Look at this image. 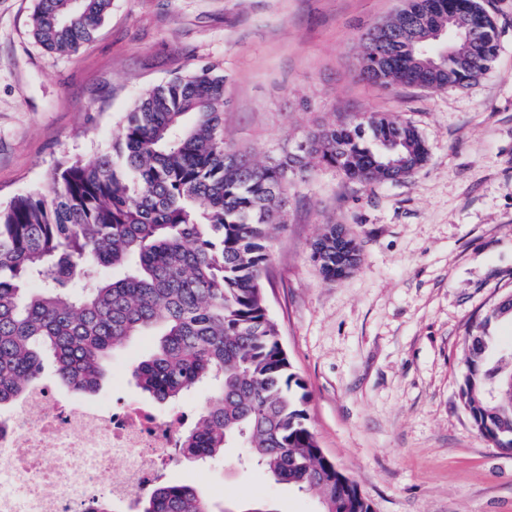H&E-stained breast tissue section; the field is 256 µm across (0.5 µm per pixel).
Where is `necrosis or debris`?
Returning <instances> with one entry per match:
<instances>
[{
    "label": "necrosis or debris",
    "instance_id": "obj_1",
    "mask_svg": "<svg viewBox=\"0 0 512 512\" xmlns=\"http://www.w3.org/2000/svg\"><path fill=\"white\" fill-rule=\"evenodd\" d=\"M188 420L179 405L160 410L136 399L88 401L33 387L0 414V473L19 496L0 494V512H98L162 478Z\"/></svg>",
    "mask_w": 512,
    "mask_h": 512
}]
</instances>
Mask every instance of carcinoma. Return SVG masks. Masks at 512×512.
<instances>
[{
	"instance_id": "obj_1",
	"label": "carcinoma",
	"mask_w": 512,
	"mask_h": 512,
	"mask_svg": "<svg viewBox=\"0 0 512 512\" xmlns=\"http://www.w3.org/2000/svg\"><path fill=\"white\" fill-rule=\"evenodd\" d=\"M112 0H37L34 38L70 54L91 40ZM478 0H405L362 36L359 76L374 85L465 87L497 59L491 16L483 35L448 42L432 62L448 20ZM413 28L415 44L403 42ZM224 70L178 74L142 93L112 146L55 167L44 191L0 208V407L36 385L43 354L59 382L98 389L112 351L159 332L152 357L132 367L136 386L171 404L205 383L215 390L178 451L214 457L242 440L267 477L316 493L324 512H372L358 486L325 457L308 422L305 382L292 370L269 313L265 287L271 241L287 224L288 189L316 166L361 182L391 181L389 161L413 170L428 148L410 122L362 113L307 132L295 150L267 162L224 141ZM311 260L330 281L351 273L360 248L341 225L326 224ZM42 281L39 291L26 285ZM489 310L464 336L459 398L476 430L512 448V352L492 358ZM135 512H211L190 484L161 482Z\"/></svg>"
}]
</instances>
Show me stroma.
I'll use <instances>...</instances> for the list:
<instances>
[{
    "label": "stroma",
    "instance_id": "1",
    "mask_svg": "<svg viewBox=\"0 0 512 512\" xmlns=\"http://www.w3.org/2000/svg\"><path fill=\"white\" fill-rule=\"evenodd\" d=\"M481 2L498 32L491 70L461 89L384 90L359 76L361 37L402 0H112L69 56L34 39L37 0H0V206L109 148L141 93L206 63L226 78L225 141L261 161L344 113L411 122L430 149L412 176L365 184L317 167L293 184L268 309L323 452L373 512H512V454L458 397L469 323L512 294V0ZM327 224L361 250L336 282L310 258ZM238 454L179 457L167 478L197 487L212 512H320L317 496Z\"/></svg>",
    "mask_w": 512,
    "mask_h": 512
}]
</instances>
